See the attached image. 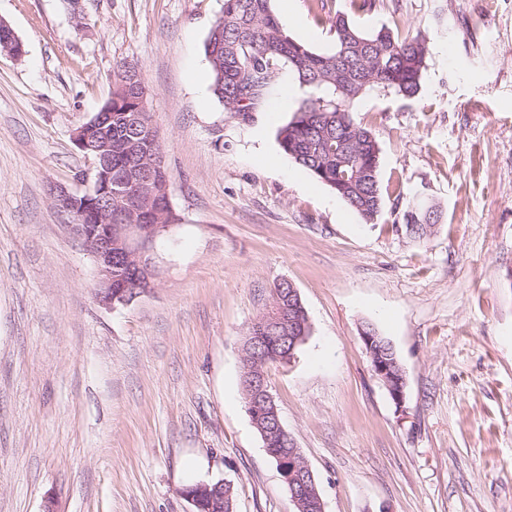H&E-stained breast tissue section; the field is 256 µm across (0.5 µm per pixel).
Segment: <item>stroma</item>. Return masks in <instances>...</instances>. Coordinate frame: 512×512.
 <instances>
[{
  "label": "stroma",
  "mask_w": 512,
  "mask_h": 512,
  "mask_svg": "<svg viewBox=\"0 0 512 512\" xmlns=\"http://www.w3.org/2000/svg\"><path fill=\"white\" fill-rule=\"evenodd\" d=\"M223 0H0L25 45L0 49V512H193L224 481L234 512H295L239 384L249 330L282 281L311 333L268 370L325 512H512V0H273L331 51L336 12L421 32L415 98L353 106L380 147L382 216L365 223L285 155L300 101L279 68L249 114L214 95L204 53ZM138 66L177 218L149 291L109 308L51 191L83 192L73 133ZM439 231H403L407 198ZM393 345L396 405L361 333ZM218 492L224 493V510H220L219 512H233V492L229 485L224 484L222 482H217L213 487L209 486L205 482L199 483L196 486L186 487L183 489V496L190 501L193 506H199V503L202 499H208L210 501L211 507L213 502L222 497L218 495ZM209 502L201 504V506L194 507L197 512H216L217 510H212L209 507Z\"/></svg>",
  "instance_id": "stroma-1"
}]
</instances>
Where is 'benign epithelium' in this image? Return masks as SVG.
I'll use <instances>...</instances> for the list:
<instances>
[{
  "label": "benign epithelium",
  "instance_id": "benign-epithelium-1",
  "mask_svg": "<svg viewBox=\"0 0 512 512\" xmlns=\"http://www.w3.org/2000/svg\"><path fill=\"white\" fill-rule=\"evenodd\" d=\"M0 33L4 35V51L14 58L25 54V46L12 27L0 19ZM74 141L80 151L90 160V168L83 172L82 182L86 190L78 195L65 186L52 190L57 209L73 218L70 225L94 259L97 268L96 295L106 307L127 305L151 287L154 270L153 244L159 232L170 231V224H139L132 219L126 224L112 223V112H97L74 133ZM121 260L134 281V290L123 289L112 293V261ZM373 372L384 382L392 398L402 403L403 380L396 378L390 362L377 359L372 363ZM244 387L250 391L251 409L263 412L273 395L266 385L262 370L248 372L244 376ZM284 482L292 493V502H297L314 481L311 469L298 448L288 450V455L279 458ZM224 491V483L214 486L202 482L186 487L182 495L194 506L207 499L211 502Z\"/></svg>",
  "mask_w": 512,
  "mask_h": 512
}]
</instances>
